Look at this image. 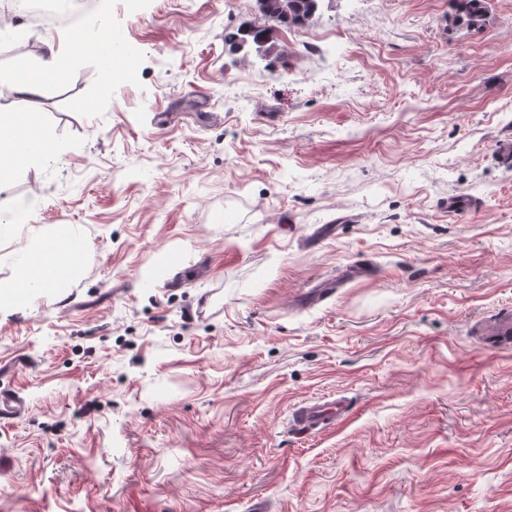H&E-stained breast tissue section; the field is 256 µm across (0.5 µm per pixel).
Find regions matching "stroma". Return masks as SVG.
<instances>
[{
    "instance_id": "1",
    "label": "stroma",
    "mask_w": 512,
    "mask_h": 512,
    "mask_svg": "<svg viewBox=\"0 0 512 512\" xmlns=\"http://www.w3.org/2000/svg\"><path fill=\"white\" fill-rule=\"evenodd\" d=\"M320 0L290 69L228 54L256 0L17 11L0 86L52 137L0 217L80 273L0 318V512H512V0ZM117 34L104 74L84 42ZM36 208L19 215L20 203ZM334 236L311 246L321 225ZM364 281L311 302L336 268ZM348 420L291 427L306 400ZM455 13L451 26L467 29H481L489 19L487 0H453ZM40 78L29 79L20 81L11 86L10 91L14 95V103L17 105H24L30 99L42 93L43 80L53 77L57 72V51L55 50L52 42H46V50L44 57L41 60Z\"/></svg>"
}]
</instances>
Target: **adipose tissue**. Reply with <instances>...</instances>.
<instances>
[{
	"label": "adipose tissue",
	"mask_w": 512,
	"mask_h": 512,
	"mask_svg": "<svg viewBox=\"0 0 512 512\" xmlns=\"http://www.w3.org/2000/svg\"><path fill=\"white\" fill-rule=\"evenodd\" d=\"M76 239L70 226L60 225L0 253V264L10 265L15 272L10 280H0V314L21 309L35 294L68 287L77 278L79 266L76 255L60 251L59 246Z\"/></svg>",
	"instance_id": "ef3b65f1"
}]
</instances>
